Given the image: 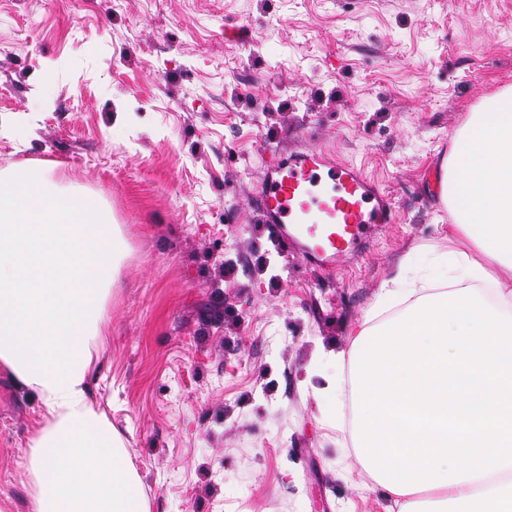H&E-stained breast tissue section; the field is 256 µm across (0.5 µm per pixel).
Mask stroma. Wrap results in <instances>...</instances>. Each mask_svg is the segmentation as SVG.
<instances>
[{
	"label": "stroma",
	"mask_w": 512,
	"mask_h": 512,
	"mask_svg": "<svg viewBox=\"0 0 512 512\" xmlns=\"http://www.w3.org/2000/svg\"><path fill=\"white\" fill-rule=\"evenodd\" d=\"M509 87L512 0H0V169L50 170L121 240L91 387L151 512H387L320 355L402 260L453 248L429 176ZM300 141L393 194L352 264L262 228L264 163ZM40 414L0 368V512H27Z\"/></svg>",
	"instance_id": "stroma-1"
}]
</instances>
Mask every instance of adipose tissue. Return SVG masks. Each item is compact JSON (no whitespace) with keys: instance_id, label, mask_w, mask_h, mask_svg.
<instances>
[{"instance_id":"adipose-tissue-1","label":"adipose tissue","mask_w":512,"mask_h":512,"mask_svg":"<svg viewBox=\"0 0 512 512\" xmlns=\"http://www.w3.org/2000/svg\"><path fill=\"white\" fill-rule=\"evenodd\" d=\"M45 171H0V367L33 392L31 512H150L120 433L89 379L117 275L110 210L49 189ZM443 198L461 248L441 279L384 281L396 317L348 328L353 456L399 512H512V88L489 96L454 139Z\"/></svg>"}]
</instances>
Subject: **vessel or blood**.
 I'll return each instance as SVG.
<instances>
[{
    "label": "vessel or blood",
    "instance_id": "b4317fda",
    "mask_svg": "<svg viewBox=\"0 0 512 512\" xmlns=\"http://www.w3.org/2000/svg\"><path fill=\"white\" fill-rule=\"evenodd\" d=\"M265 224H281V250L302 246L313 266L346 262L363 249L374 224H392L396 208L390 195L352 163L326 153L271 155L256 193Z\"/></svg>",
    "mask_w": 512,
    "mask_h": 512
}]
</instances>
